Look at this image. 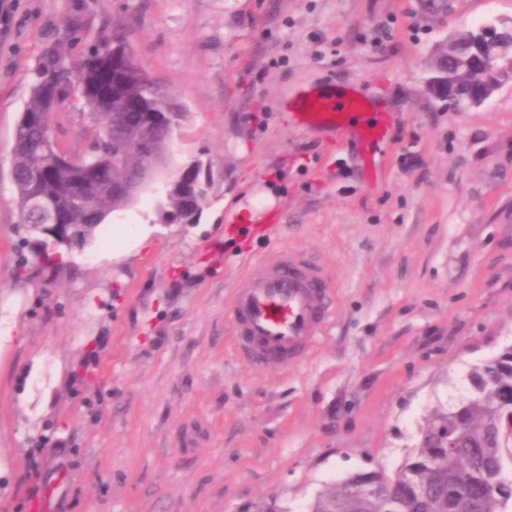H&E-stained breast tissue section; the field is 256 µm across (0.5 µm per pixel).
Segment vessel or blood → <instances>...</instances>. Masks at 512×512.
<instances>
[{"label": "vessel or blood", "instance_id": "1", "mask_svg": "<svg viewBox=\"0 0 512 512\" xmlns=\"http://www.w3.org/2000/svg\"><path fill=\"white\" fill-rule=\"evenodd\" d=\"M302 127L352 128L356 141H381L385 119L354 90L340 95L308 94L291 114ZM235 346L255 365L287 366L318 345L333 316L330 278L298 249L282 250L276 261L241 284L231 307Z\"/></svg>", "mask_w": 512, "mask_h": 512}]
</instances>
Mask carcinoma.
Returning <instances> with one entry per match:
<instances>
[{"instance_id": "1", "label": "carcinoma", "mask_w": 512, "mask_h": 512, "mask_svg": "<svg viewBox=\"0 0 512 512\" xmlns=\"http://www.w3.org/2000/svg\"><path fill=\"white\" fill-rule=\"evenodd\" d=\"M470 37L469 32L457 37L448 49V101L456 109L466 107V97L482 83ZM116 39H124L117 29L103 33L75 58L59 50L46 52L32 72L30 98L14 134L13 186L20 224L40 221L30 203L37 190L52 199L61 223L74 231L70 249L89 244L112 213L126 209L112 192V179H121L127 170L118 169L111 178L100 175L97 154L60 160L45 149L39 119H52L76 96L97 131L95 145L110 152L114 147L134 149L146 130L164 149L170 144L165 135H173L185 115L135 58L113 65ZM131 103L164 122L154 127L125 124L122 114ZM109 111L110 132L95 121V115ZM81 195L95 210L93 222H85L84 209L75 204ZM166 197L168 210L160 216L168 220L187 204L203 203L186 195L180 183L170 184ZM467 379L468 387L448 404V411L427 420L419 446L394 475L378 471L366 478L356 473L319 492L310 512H512V431L504 427L506 417H512V349L471 368ZM495 486L498 493L492 496L489 489Z\"/></svg>"}]
</instances>
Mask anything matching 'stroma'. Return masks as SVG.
I'll return each mask as SVG.
<instances>
[{"label": "stroma", "instance_id": "35a3bbf8", "mask_svg": "<svg viewBox=\"0 0 512 512\" xmlns=\"http://www.w3.org/2000/svg\"><path fill=\"white\" fill-rule=\"evenodd\" d=\"M0 35V512H308L355 473L394 472L455 384L512 344V80L455 109L426 80L458 34L512 24V0H16ZM125 29L185 107L167 168L209 162L193 224L144 192L51 278L24 265L11 149L42 53ZM353 88L383 142L291 123ZM86 155L77 100L53 117ZM275 208L239 223L259 192ZM148 224L142 244L125 235ZM331 280L335 317L298 364L234 347L235 289L282 248Z\"/></svg>", "mask_w": 512, "mask_h": 512}]
</instances>
